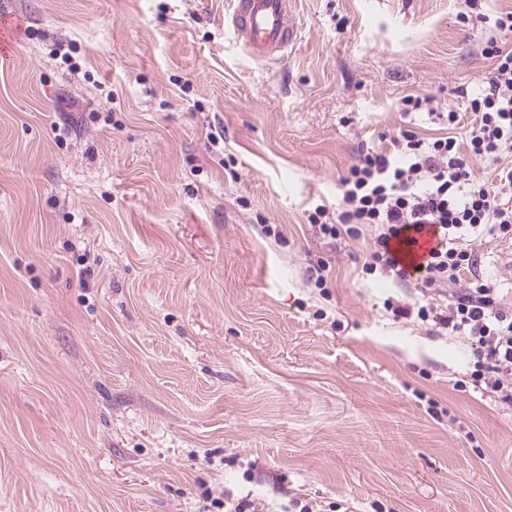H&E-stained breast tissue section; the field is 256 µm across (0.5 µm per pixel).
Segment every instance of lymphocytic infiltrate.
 Returning a JSON list of instances; mask_svg holds the SVG:
<instances>
[{
    "label": "lymphocytic infiltrate",
    "mask_w": 512,
    "mask_h": 512,
    "mask_svg": "<svg viewBox=\"0 0 512 512\" xmlns=\"http://www.w3.org/2000/svg\"><path fill=\"white\" fill-rule=\"evenodd\" d=\"M495 27L481 49L489 66L466 96L472 120L464 139L425 140L404 130L390 149L363 148L341 179L339 210L319 205L308 220L330 237L373 228L365 272L414 285L407 298L386 299L394 320L460 341L473 388L511 400L512 279L479 275L491 261L488 239H512V11L497 15ZM474 159L482 172L472 169ZM426 225L437 244L408 271L392 244Z\"/></svg>",
    "instance_id": "f902f5d3"
}]
</instances>
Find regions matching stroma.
Listing matches in <instances>:
<instances>
[{"mask_svg": "<svg viewBox=\"0 0 512 512\" xmlns=\"http://www.w3.org/2000/svg\"><path fill=\"white\" fill-rule=\"evenodd\" d=\"M4 2L0 512H512V400L391 320L370 227L308 221L362 147L447 135L403 100L464 111L512 0H293L272 68L229 0Z\"/></svg>", "mask_w": 512, "mask_h": 512, "instance_id": "obj_1", "label": "stroma"}]
</instances>
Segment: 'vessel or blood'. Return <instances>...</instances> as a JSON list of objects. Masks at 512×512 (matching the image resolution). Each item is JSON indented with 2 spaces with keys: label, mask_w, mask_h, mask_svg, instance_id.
<instances>
[{
  "label": "vessel or blood",
  "mask_w": 512,
  "mask_h": 512,
  "mask_svg": "<svg viewBox=\"0 0 512 512\" xmlns=\"http://www.w3.org/2000/svg\"><path fill=\"white\" fill-rule=\"evenodd\" d=\"M224 26L256 62L287 58L297 45L298 24L291 0H230Z\"/></svg>",
  "instance_id": "1"
}]
</instances>
